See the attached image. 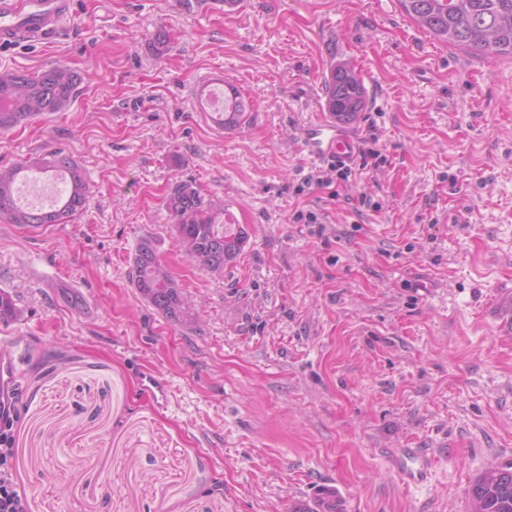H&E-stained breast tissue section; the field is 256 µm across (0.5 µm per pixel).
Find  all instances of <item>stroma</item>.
Returning a JSON list of instances; mask_svg holds the SVG:
<instances>
[{
    "instance_id": "stroma-1",
    "label": "stroma",
    "mask_w": 512,
    "mask_h": 512,
    "mask_svg": "<svg viewBox=\"0 0 512 512\" xmlns=\"http://www.w3.org/2000/svg\"><path fill=\"white\" fill-rule=\"evenodd\" d=\"M198 2L73 0L62 35L0 46V72L84 77L67 111L0 132V169L60 152L90 181L69 223L0 217L29 512H290L322 489L345 512H470L476 478L512 465V59L446 46L398 0ZM338 61L363 79L351 130L381 161L305 189ZM228 81L251 102L235 129L204 104ZM182 180L247 233L223 276L175 242ZM145 235L200 329L132 284ZM146 367L167 407L141 391ZM407 448L430 459L422 482L395 464Z\"/></svg>"
}]
</instances>
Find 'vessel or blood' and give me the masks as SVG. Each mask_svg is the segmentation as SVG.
<instances>
[{
	"mask_svg": "<svg viewBox=\"0 0 512 512\" xmlns=\"http://www.w3.org/2000/svg\"><path fill=\"white\" fill-rule=\"evenodd\" d=\"M71 5V0H0V44L46 38L69 17ZM354 122V117L346 114L322 113L307 128L305 147L308 154L317 161H353L357 146L346 128ZM140 383L155 404L167 406L169 389L157 373L142 371ZM398 467L407 480L415 481L426 477L428 461L411 449Z\"/></svg>",
	"mask_w": 512,
	"mask_h": 512,
	"instance_id": "1",
	"label": "vessel or blood"
}]
</instances>
